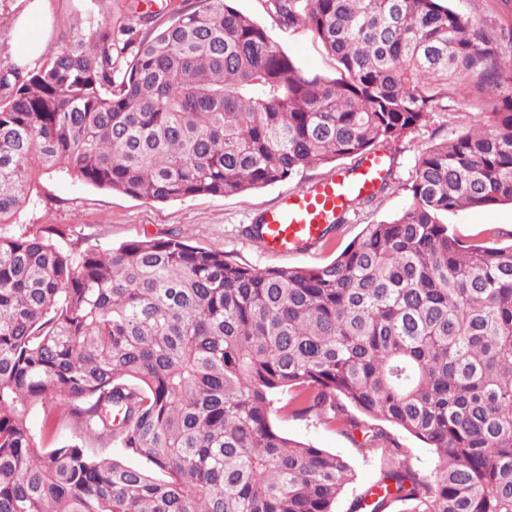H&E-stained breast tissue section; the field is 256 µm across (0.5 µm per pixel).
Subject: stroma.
<instances>
[{"label":"stroma","instance_id":"stroma-1","mask_svg":"<svg viewBox=\"0 0 512 512\" xmlns=\"http://www.w3.org/2000/svg\"><path fill=\"white\" fill-rule=\"evenodd\" d=\"M127 5L128 0H47V55H55L72 39L75 15L91 8L99 16L119 17L126 13ZM234 6L263 25L273 42L302 69L326 77L336 76L335 60L309 32L281 29L269 11L267 0H235ZM474 121V113L452 101L447 109L431 113L425 125L385 147L386 160L393 171L391 188L351 212L345 223L330 232L320 250L312 255L285 260L264 255L250 242L245 229L286 191L350 168L356 165V158L308 168L289 182L240 195L196 196L169 202L139 200L64 174H47L34 191L38 206L25 210L17 223L0 226V232L20 235L44 224H54L62 230L61 237L54 240L55 245L74 252L91 245L109 248L133 240L176 234L197 247L232 252L236 261L259 268L320 267L356 241L366 225L392 220L401 213L410 202L407 185L421 151L467 132ZM447 223L464 242L492 247L512 245L510 203L452 213ZM273 423L288 438L336 453L349 463L353 479L337 500L335 512H350L355 497L377 480L386 463L381 449L361 446L359 440L347 437L317 417L298 420L281 412L274 415Z\"/></svg>","mask_w":512,"mask_h":512}]
</instances>
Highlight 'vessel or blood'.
<instances>
[{
  "mask_svg": "<svg viewBox=\"0 0 512 512\" xmlns=\"http://www.w3.org/2000/svg\"><path fill=\"white\" fill-rule=\"evenodd\" d=\"M386 174L384 154L374 153L355 167L284 196L260 214L253 242L269 255L309 253L323 241L328 225L372 194Z\"/></svg>",
  "mask_w": 512,
  "mask_h": 512,
  "instance_id": "vessel-or-blood-1",
  "label": "vessel or blood"
}]
</instances>
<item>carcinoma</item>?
<instances>
[{"label": "carcinoma", "instance_id": "obj_1", "mask_svg": "<svg viewBox=\"0 0 512 512\" xmlns=\"http://www.w3.org/2000/svg\"><path fill=\"white\" fill-rule=\"evenodd\" d=\"M340 76L305 72L231 5L87 18L57 55L0 63V225L61 172L145 201L228 197L364 157L448 99L480 120L419 156L410 204L320 268H257L178 236L72 254L52 224L0 235V512H335L343 458L273 425L289 412L383 428L389 465L351 512H512V245L443 217L512 202V24L443 0H269ZM46 420L80 443L45 448ZM121 452L112 453V444ZM142 460L132 465L128 458ZM448 6L465 20L480 21L491 27L510 23V18L492 12L491 4L486 0H450ZM349 413L356 415L364 420L367 425L379 426L386 429L394 438H396L406 448L410 464L421 473H430L435 464V455L428 445L407 434L403 430L397 429L380 421L360 415L352 407L348 408Z\"/></svg>", "mask_w": 512, "mask_h": 512}]
</instances>
